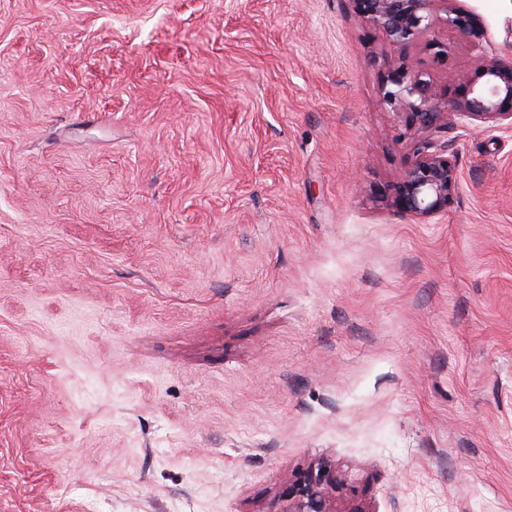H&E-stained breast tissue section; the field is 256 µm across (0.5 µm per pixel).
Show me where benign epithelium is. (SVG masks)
<instances>
[{
    "mask_svg": "<svg viewBox=\"0 0 512 512\" xmlns=\"http://www.w3.org/2000/svg\"><path fill=\"white\" fill-rule=\"evenodd\" d=\"M364 23L379 30L400 51L441 26L458 35L481 59L472 75L463 76L460 96L443 98L429 74L407 57L389 69L380 88V105L404 118L418 132L412 158L393 185L396 204L425 221L448 213L459 189L455 164L448 156L451 141L434 137L445 132L490 128L512 133V61L486 51V35L462 5L463 0H351ZM287 507L281 512H368L345 477L319 460L288 481Z\"/></svg>",
    "mask_w": 512,
    "mask_h": 512,
    "instance_id": "7a95c632",
    "label": "benign epithelium"
}]
</instances>
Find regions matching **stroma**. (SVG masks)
<instances>
[{"label": "stroma", "mask_w": 512, "mask_h": 512, "mask_svg": "<svg viewBox=\"0 0 512 512\" xmlns=\"http://www.w3.org/2000/svg\"><path fill=\"white\" fill-rule=\"evenodd\" d=\"M464 6L512 59V0ZM398 56L350 0H0V512H284L320 459L512 512V133L401 212Z\"/></svg>", "instance_id": "obj_1"}]
</instances>
